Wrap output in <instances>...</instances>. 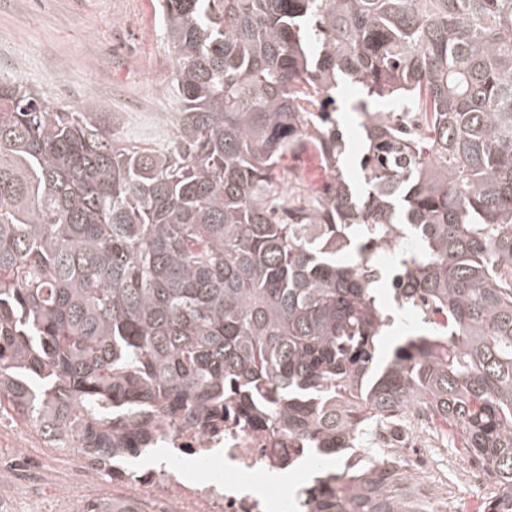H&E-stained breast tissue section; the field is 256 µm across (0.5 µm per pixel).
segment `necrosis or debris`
Wrapping results in <instances>:
<instances>
[{"mask_svg": "<svg viewBox=\"0 0 512 512\" xmlns=\"http://www.w3.org/2000/svg\"><path fill=\"white\" fill-rule=\"evenodd\" d=\"M409 422L401 436L378 430L382 451L402 473L415 475L414 492L437 502L441 496L430 475L433 450L444 438L441 424L418 406L407 409ZM279 435L265 426L197 429L166 426L157 447L167 449L168 461L138 470L129 461L106 463L88 454L49 446L38 427L0 410V448L13 460L0 472V486L10 495L0 512H99L102 503H132L139 512H310L308 498L284 489L268 492L271 473L281 471ZM189 462L195 476L178 478L177 465ZM461 480L476 497L448 505L447 512H482L498 487L478 462H469ZM53 486L52 499L43 490Z\"/></svg>", "mask_w": 512, "mask_h": 512, "instance_id": "necrosis-or-debris-1", "label": "necrosis or debris"}]
</instances>
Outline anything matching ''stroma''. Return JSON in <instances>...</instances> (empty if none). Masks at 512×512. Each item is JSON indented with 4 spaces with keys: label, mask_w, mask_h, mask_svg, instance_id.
<instances>
[{
    "label": "stroma",
    "mask_w": 512,
    "mask_h": 512,
    "mask_svg": "<svg viewBox=\"0 0 512 512\" xmlns=\"http://www.w3.org/2000/svg\"><path fill=\"white\" fill-rule=\"evenodd\" d=\"M157 0H0V77L21 79L55 104L101 105L113 130L147 145L173 138L179 105L170 78L174 56L162 34ZM341 89L336 119L346 152L327 165L311 144L287 153L280 176L292 198L312 203L337 174L363 189L358 168L364 113Z\"/></svg>",
    "instance_id": "obj_1"
}]
</instances>
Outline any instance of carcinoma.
Returning a JSON list of instances; mask_svg holds the SVG:
<instances>
[{
	"instance_id": "obj_1",
	"label": "carcinoma",
	"mask_w": 512,
	"mask_h": 512,
	"mask_svg": "<svg viewBox=\"0 0 512 512\" xmlns=\"http://www.w3.org/2000/svg\"><path fill=\"white\" fill-rule=\"evenodd\" d=\"M177 133L120 140L0 78V406L107 460L170 423L268 425L344 459L311 512H429L361 444L431 409L512 512V0H158ZM365 190L278 208L282 157L331 166L339 83ZM396 102L424 132L369 102ZM391 287L364 267L393 228ZM446 319L376 355L387 300Z\"/></svg>"
}]
</instances>
